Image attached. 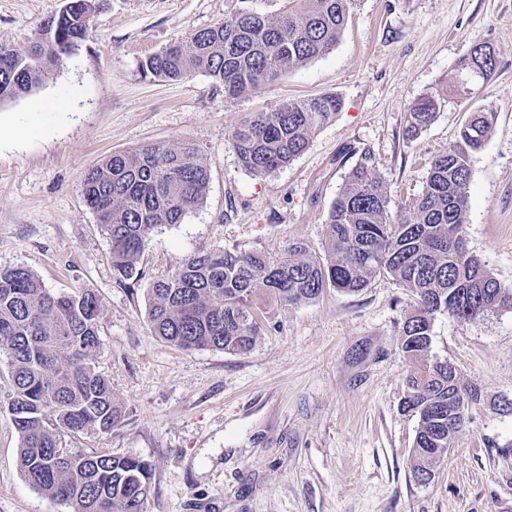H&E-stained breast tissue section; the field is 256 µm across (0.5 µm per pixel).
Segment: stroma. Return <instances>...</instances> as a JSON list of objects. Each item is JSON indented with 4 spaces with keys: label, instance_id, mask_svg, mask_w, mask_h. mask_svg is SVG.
<instances>
[{
    "label": "stroma",
    "instance_id": "35a3bbf8",
    "mask_svg": "<svg viewBox=\"0 0 512 512\" xmlns=\"http://www.w3.org/2000/svg\"><path fill=\"white\" fill-rule=\"evenodd\" d=\"M64 5L0 0V45L27 48ZM95 6L82 47L39 88L0 104V269L21 264L51 291L96 296L102 346L93 363L122 409L112 430L68 447L147 460L148 512H512V308L432 323V355L480 399L426 484L411 475L419 418L400 407L409 372L400 331L414 302L398 281L328 288L290 307L260 296L261 331L245 354L165 344L148 317L152 282L190 255L277 254L291 242L322 253L331 204L361 157L393 205L408 202L431 158L484 108L496 124L471 157L464 235L469 253L512 289V0H363L333 50L237 97L205 74L150 78L140 64L223 22L240 0ZM478 42L490 47L494 74L406 138L408 105L453 91L459 61ZM328 93L342 109L302 155L267 177L241 167L230 145L238 125L283 100ZM184 142L210 168L207 196L152 235L139 278H118L82 176L112 153ZM7 366L0 360V512H70L21 474Z\"/></svg>",
    "mask_w": 512,
    "mask_h": 512
}]
</instances>
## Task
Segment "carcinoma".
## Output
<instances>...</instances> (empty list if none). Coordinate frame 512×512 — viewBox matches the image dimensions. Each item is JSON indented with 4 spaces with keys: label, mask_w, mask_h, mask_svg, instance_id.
<instances>
[{
    "label": "carcinoma",
    "mask_w": 512,
    "mask_h": 512,
    "mask_svg": "<svg viewBox=\"0 0 512 512\" xmlns=\"http://www.w3.org/2000/svg\"><path fill=\"white\" fill-rule=\"evenodd\" d=\"M70 10L44 21L48 39L20 52L0 45V103L37 88L88 35L95 0H68ZM274 15L244 8L219 24L196 30L141 62L146 76L176 80L202 72L239 96L332 50L359 0H286ZM495 59L483 43L459 62L456 96L473 94ZM445 104L440 91L411 103L405 133L416 137ZM342 108L334 94L287 100L256 112L231 135L240 165L267 176L302 155L316 130ZM495 113L481 109L461 128L459 142L430 162L421 193L397 220L384 180L362 158L332 203L324 255L301 243L271 256L224 249L187 257L151 284L148 316L155 336L182 350L243 354L259 333L256 298L265 293L285 306L306 303L326 288L359 292L390 276L412 294L414 311L402 326L400 348L411 361L402 409L418 416L412 475H434L435 464L463 427L476 389L430 354L438 315L460 321L512 308V289L468 253L470 158L492 131ZM208 165L191 143L152 145L114 154L81 179L87 206L110 239L117 276L141 275L138 261L153 232L179 224L204 202ZM98 302L90 293H55L23 265L0 270V349L8 356L9 411L19 434L25 480L72 512H146L152 494L150 464L105 450L63 446V437L108 432L122 418L112 384L95 370L101 346Z\"/></svg>",
    "instance_id": "cac0c4a2"
}]
</instances>
